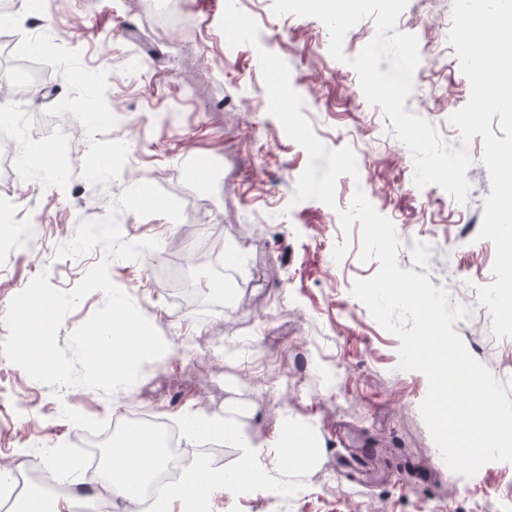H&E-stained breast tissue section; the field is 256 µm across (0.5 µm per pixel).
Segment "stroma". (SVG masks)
I'll return each mask as SVG.
<instances>
[{
	"label": "stroma",
	"instance_id": "stroma-1",
	"mask_svg": "<svg viewBox=\"0 0 512 512\" xmlns=\"http://www.w3.org/2000/svg\"><path fill=\"white\" fill-rule=\"evenodd\" d=\"M236 4L257 21L258 46L228 45L220 30L225 0H174L171 22L158 0H48L44 9L13 0L11 54L35 56L51 85L43 98L0 100V110L22 123L14 150L38 156L65 143L72 162L64 170L36 164L28 179L0 184V214L11 216L14 232L0 242V336L11 299L33 278L47 274L68 291L103 257L100 247L74 258L56 252L80 221L105 216L127 188L106 158L112 140L132 144L135 171L179 199L184 213L178 222L119 213L124 239L154 238L159 247L113 260L109 270L167 352L109 396L84 386L55 390L9 364L0 374V469L23 458L41 473L56 456L82 462L83 436L126 417L142 391L176 374L186 379L182 394L149 400L151 417L178 424L221 417L246 432L261 462L265 444L285 427L306 433L314 449L306 468L281 463L296 491L287 508L251 490L217 491L211 512H496L512 497V464L490 462L470 477L445 465L420 412L425 374L400 369L399 337L351 293L379 264L361 262L360 227L343 233L339 219L363 191L396 227L400 267L412 268L415 243L428 244L433 286L469 305L476 287L494 280V245L478 237L490 193L481 137L468 145L469 206L438 186L428 196L410 192L411 154L349 64L374 38L373 20L346 33L340 62L318 19L275 15L272 0ZM451 11L452 0L420 9L410 2L401 18L424 62L405 110L455 145L458 129L441 118L467 103L470 86L453 46L441 42ZM261 48L289 66L317 137L356 156L358 174L338 178L335 207L292 200L308 155L268 111ZM187 225L201 229L192 256L179 247ZM453 329L512 396V338L495 337L476 313ZM215 338L226 346L220 362L206 355ZM183 444L215 471L244 468L240 445L200 437Z\"/></svg>",
	"mask_w": 512,
	"mask_h": 512
}]
</instances>
